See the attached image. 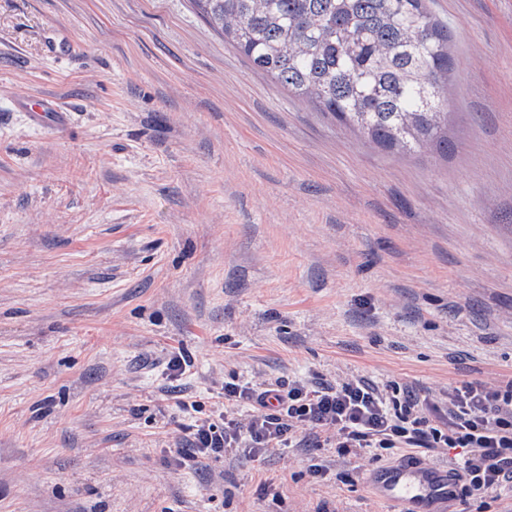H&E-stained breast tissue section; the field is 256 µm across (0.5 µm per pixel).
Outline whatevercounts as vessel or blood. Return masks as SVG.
Instances as JSON below:
<instances>
[{
	"label": "vessel or blood",
	"mask_w": 512,
	"mask_h": 512,
	"mask_svg": "<svg viewBox=\"0 0 512 512\" xmlns=\"http://www.w3.org/2000/svg\"><path fill=\"white\" fill-rule=\"evenodd\" d=\"M369 484L375 494L392 505L393 512H433L455 497L458 479L445 468L427 467L405 459L377 470Z\"/></svg>",
	"instance_id": "vessel-or-blood-1"
}]
</instances>
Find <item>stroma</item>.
Wrapping results in <instances>:
<instances>
[{"label":"stroma","instance_id":"stroma-1","mask_svg":"<svg viewBox=\"0 0 512 512\" xmlns=\"http://www.w3.org/2000/svg\"><path fill=\"white\" fill-rule=\"evenodd\" d=\"M427 4L453 32L449 144L405 155L191 0H0V512H388L372 452L189 469L179 438L234 379L444 409L512 378V0Z\"/></svg>","mask_w":512,"mask_h":512}]
</instances>
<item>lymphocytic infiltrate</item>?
<instances>
[{
	"mask_svg": "<svg viewBox=\"0 0 512 512\" xmlns=\"http://www.w3.org/2000/svg\"><path fill=\"white\" fill-rule=\"evenodd\" d=\"M221 395V406L189 426L177 467H196L231 448H288L307 429L343 454L462 448L466 455L456 473L468 492L512 484V379L497 387L469 382L455 388L444 414L413 392L390 396L362 381L319 388L300 381L228 382ZM239 409L249 411L248 421L236 417Z\"/></svg>",
	"mask_w": 512,
	"mask_h": 512,
	"instance_id": "f902f5d3",
	"label": "lymphocytic infiltrate"
}]
</instances>
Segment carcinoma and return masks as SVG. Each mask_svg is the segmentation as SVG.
Returning a JSON list of instances; mask_svg holds the SVG:
<instances>
[{"instance_id":"cac0c4a2","label":"carcinoma","mask_w":512,"mask_h":512,"mask_svg":"<svg viewBox=\"0 0 512 512\" xmlns=\"http://www.w3.org/2000/svg\"><path fill=\"white\" fill-rule=\"evenodd\" d=\"M250 64L377 145L448 151L451 31L425 0H193Z\"/></svg>"}]
</instances>
